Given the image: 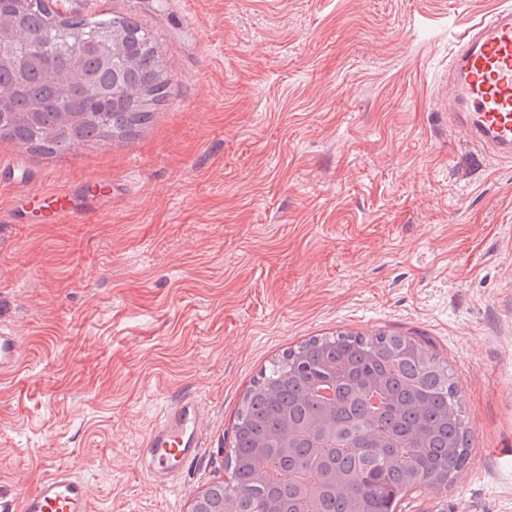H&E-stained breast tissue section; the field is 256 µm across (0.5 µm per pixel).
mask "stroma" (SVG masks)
Returning a JSON list of instances; mask_svg holds the SVG:
<instances>
[{"label": "stroma", "instance_id": "obj_1", "mask_svg": "<svg viewBox=\"0 0 512 512\" xmlns=\"http://www.w3.org/2000/svg\"><path fill=\"white\" fill-rule=\"evenodd\" d=\"M159 38L170 97L135 136L48 155L0 140L20 186L111 176L88 224L0 223V489L83 480L90 512H190L227 482L233 425L271 361L395 332L445 362L469 459L401 512H512V160L433 107L448 54L504 0H64ZM195 395L202 448L167 485L140 459ZM22 361L21 342L11 328L0 325V376H12L18 372Z\"/></svg>", "mask_w": 512, "mask_h": 512}]
</instances>
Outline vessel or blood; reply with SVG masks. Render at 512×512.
I'll use <instances>...</instances> for the list:
<instances>
[{
	"instance_id": "b4317fda",
	"label": "vessel or blood",
	"mask_w": 512,
	"mask_h": 512,
	"mask_svg": "<svg viewBox=\"0 0 512 512\" xmlns=\"http://www.w3.org/2000/svg\"><path fill=\"white\" fill-rule=\"evenodd\" d=\"M438 109L449 127L464 128L471 140L495 157L512 158V6L503 5L466 28L448 55ZM112 180H88L78 194L25 191L6 221L24 224L30 212L42 223H89L97 206L111 201ZM22 347L11 328L0 325V376L18 372ZM201 441V411L195 396L173 402L152 426L144 445L148 470L166 485L192 461ZM89 489L66 473L47 476L32 495L0 491V512H88Z\"/></svg>"
}]
</instances>
